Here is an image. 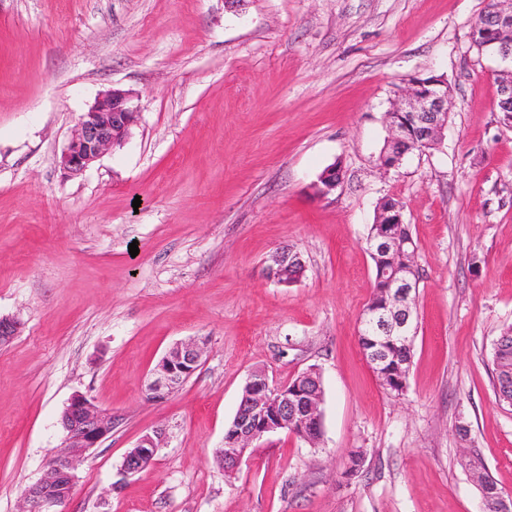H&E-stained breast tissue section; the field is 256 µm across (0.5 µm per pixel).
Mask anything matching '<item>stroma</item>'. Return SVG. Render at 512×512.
Masks as SVG:
<instances>
[{
  "mask_svg": "<svg viewBox=\"0 0 512 512\" xmlns=\"http://www.w3.org/2000/svg\"><path fill=\"white\" fill-rule=\"evenodd\" d=\"M486 0H0V512L59 449L77 392L112 433L68 512H478L460 459L512 496V407L492 347L512 324V125L471 29ZM444 76L439 148L387 172L384 114L410 75ZM133 92L141 121L76 177L58 165L81 112ZM341 161L330 194L313 183ZM394 195L422 279L408 387L359 344L366 238ZM140 207H133V200ZM138 255H130V243ZM296 254L281 285L270 256ZM207 354L172 394L143 390L176 341ZM323 377L322 434L276 432L225 472L248 374ZM163 430L147 470L125 453ZM360 454L349 472L351 454ZM293 267L301 268L295 274L290 275L289 269ZM302 263L295 255H290L288 251L276 252L271 258V263L268 265V273L270 278L282 285H288L296 282L302 274Z\"/></svg>",
  "mask_w": 512,
  "mask_h": 512,
  "instance_id": "obj_1",
  "label": "stroma"
}]
</instances>
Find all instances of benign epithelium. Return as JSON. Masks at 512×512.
<instances>
[{
	"mask_svg": "<svg viewBox=\"0 0 512 512\" xmlns=\"http://www.w3.org/2000/svg\"><path fill=\"white\" fill-rule=\"evenodd\" d=\"M492 14L486 21L489 30L487 45L498 63L494 71L497 84V110L512 124V0H493ZM452 109L448 83L440 76L419 81L413 76L407 80L385 113L388 128L385 146L379 155V166L388 171L399 167L411 152L410 141L419 140L435 147L442 143L446 127L444 117ZM138 106L133 95L114 88L99 97L81 113L74 133L59 157L60 167L70 176H77L92 167L109 150L119 147L138 123ZM342 180V169L328 167L314 183L316 192L327 195ZM369 250L391 255L403 250V243L389 232L369 240ZM293 267H302L300 259L279 251L268 265L270 278L282 285L296 282L301 273H289ZM414 280L403 270L392 266L385 289L384 306H371L363 310L360 327L371 334L367 360L374 373L385 376L390 353L384 350L389 342L407 343L416 332ZM18 332V323L12 317L0 316V346L10 344ZM204 344L196 339L177 341L168 348L153 370V379L145 388L153 401L169 396L183 381L193 374L204 356ZM305 370L296 380L279 383L264 372L251 374L244 386L245 396L236 414L235 435L231 447L218 449L224 469L234 471L245 455V450L265 436L293 429V434L311 441L309 432L317 421L322 401V389L306 390ZM65 433L64 448L52 456L43 477L22 492L20 512H67L78 481L77 469L90 449L112 434V409L102 408L84 394L73 395L61 415ZM162 430L143 436L125 455L121 471L125 475L139 473L154 463L161 447ZM481 494V512H512V501L505 499L498 488L488 484L481 474L473 476Z\"/></svg>",
	"mask_w": 512,
	"mask_h": 512,
	"instance_id": "1",
	"label": "benign epithelium"
}]
</instances>
